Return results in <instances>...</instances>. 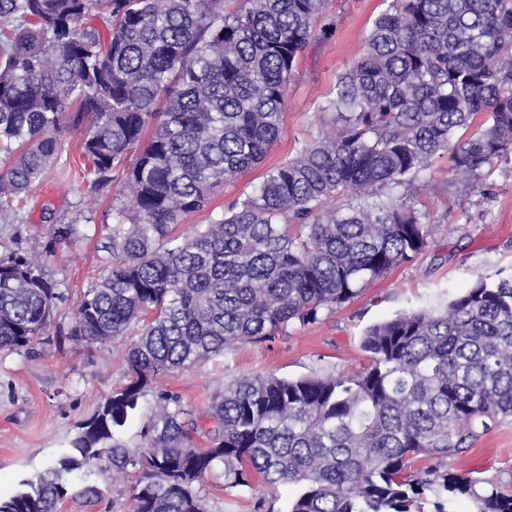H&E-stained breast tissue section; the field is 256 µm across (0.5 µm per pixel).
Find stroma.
<instances>
[{"mask_svg": "<svg viewBox=\"0 0 512 512\" xmlns=\"http://www.w3.org/2000/svg\"><path fill=\"white\" fill-rule=\"evenodd\" d=\"M383 0H328L324 16L335 24L333 35L310 43L301 53L288 84L279 138L264 160L216 187L202 210L189 215L184 230L208 222L234 199L249 194L271 167L291 158L302 143L321 132L323 107L336 77L357 57ZM66 134L68 167L28 193L23 220L0 221V255L17 248L37 250L49 236L44 209L70 221L77 204L90 210L82 237L61 246L48 267L68 294L54 325L68 328L83 292L95 286L102 271L99 247L112 223V195L95 192L81 171L78 142ZM412 193L437 226L426 251L395 267L354 299L320 311L315 321L294 324L275 339L246 344L170 372L160 383L178 395L202 425L194 442L205 447L204 429L212 427L209 405L224 385L245 377L283 378L316 374L343 376L369 362L362 347L367 328L401 313L440 310L482 277L512 273V152L500 157L482 184L468 189L455 183L447 158L437 159L432 174L414 181ZM124 341L104 345L43 347L33 355L0 350V498L12 495L22 480L45 470L70 449L71 439L113 389L126 381ZM458 475L512 481V422L492 426L471 449L443 460ZM136 472L108 481L96 468H83L75 485L99 484L103 500L94 512H128ZM294 485L268 488L260 477L249 486L225 489L222 474L202 485L206 512H288L297 495Z\"/></svg>", "mask_w": 512, "mask_h": 512, "instance_id": "35a3bbf8", "label": "stroma"}]
</instances>
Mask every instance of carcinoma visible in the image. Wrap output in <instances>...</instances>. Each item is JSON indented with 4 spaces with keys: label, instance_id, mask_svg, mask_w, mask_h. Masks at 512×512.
<instances>
[{
    "label": "carcinoma",
    "instance_id": "cac0c4a2",
    "mask_svg": "<svg viewBox=\"0 0 512 512\" xmlns=\"http://www.w3.org/2000/svg\"><path fill=\"white\" fill-rule=\"evenodd\" d=\"M0 0V218L80 148L100 190L116 185L103 275L56 343L105 344L136 330L127 380L99 405L71 451L0 499V512L97 506L72 488L88 465L140 473L130 512H205L194 485L259 475L296 484L288 512H512V491L440 471L479 434L512 421V277L481 278L443 312L371 326L363 368L341 377L276 376L216 392L209 446L164 392L130 450L115 438L173 369L262 343L350 301L422 254L434 225L388 189L448 154L479 183L512 150V0H386L357 60L339 74L330 122L243 199L183 236L214 188L261 163L283 125L298 57L333 35L325 0ZM132 162H127V157ZM56 223L40 251L0 256V348L51 343L67 300L47 273L57 245L92 218Z\"/></svg>",
    "mask_w": 512,
    "mask_h": 512
}]
</instances>
